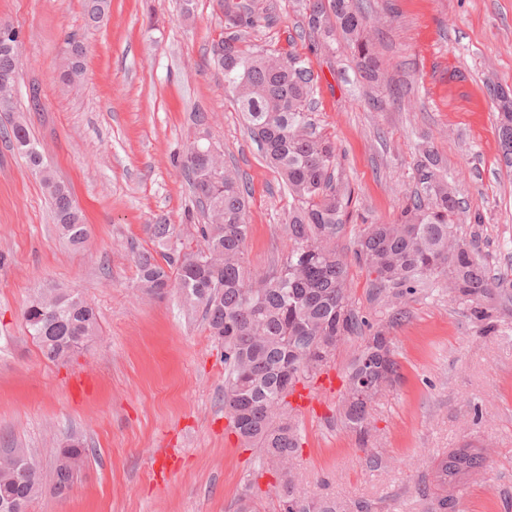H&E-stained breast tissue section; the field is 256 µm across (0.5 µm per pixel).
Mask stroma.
<instances>
[{
  "label": "stroma",
  "instance_id": "1",
  "mask_svg": "<svg viewBox=\"0 0 512 512\" xmlns=\"http://www.w3.org/2000/svg\"><path fill=\"white\" fill-rule=\"evenodd\" d=\"M370 3L381 83L362 78L342 36L310 35L302 0H258L273 19L245 36L248 47L291 52L317 78L311 118L335 143L336 176L351 192L336 250L351 262L355 309L374 323L406 313L390 330L404 379L372 402L368 445L341 422L339 394L311 384L317 403L299 412L295 482L371 512H429L433 459L472 441L491 457L456 492L453 512H512V302L490 300L498 330L486 336L444 290L384 298L352 260L364 222L396 221L430 148L464 202L454 224L476 236L491 275L512 279V167L489 93L512 89V0ZM182 6L112 0L108 19L91 28L83 0H0V21L19 31L23 53L15 110L0 112V129L25 120L89 227L84 250L66 245L39 174L0 137V449H27L40 463L30 512H235L247 488L261 512L278 509L277 478L230 431L223 347L176 293L136 286L133 253L151 248L149 224L165 218L185 244L200 243L185 221L192 196L180 159L202 134L248 187L249 269L265 273L289 246L283 182L208 60L224 14L217 0H193L188 15ZM73 38L86 56L71 90L57 74ZM197 112L206 126L195 124ZM477 210L483 223L470 219ZM41 286L78 292L99 314V335L68 362L45 360L23 324ZM72 437L91 453L61 497L50 450Z\"/></svg>",
  "mask_w": 512,
  "mask_h": 512
}]
</instances>
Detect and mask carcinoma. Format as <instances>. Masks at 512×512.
<instances>
[{
	"label": "carcinoma",
	"instance_id": "cac0c4a2",
	"mask_svg": "<svg viewBox=\"0 0 512 512\" xmlns=\"http://www.w3.org/2000/svg\"><path fill=\"white\" fill-rule=\"evenodd\" d=\"M109 7L110 0H84L87 24L98 26ZM267 15L245 6L225 19V35L212 42L208 55L224 74V85L253 140L288 190L287 253L266 273L248 269V191L238 172L224 165L219 176H213L212 144L195 141L181 169L203 220L196 225L201 244L188 247L175 225L160 221L150 225L154 248L136 251L134 262L138 287L159 296L167 287L179 295L183 306L202 312L210 334L224 344V408L232 431L244 447L260 449L265 462L275 459L286 464L288 457H299L300 450L299 426L288 396L298 383L322 373L351 336L361 337L362 345L345 372L339 415L361 444L368 442L370 404L353 400V390L360 382L393 386L401 381L389 329L405 318V312L397 311L375 326L353 307L349 265L336 251L351 192L335 178L336 147L308 131L314 73L293 56L242 47L245 33ZM316 16L325 20L326 28L310 24L311 33L326 37L340 33L353 49L363 76L380 80V63L360 0H307L306 17L311 21ZM84 58L83 44L72 42L60 66L62 84L75 87L81 82ZM15 82L10 46L0 40V110L4 112L12 109ZM494 95L498 136L504 158L512 165V96L497 90ZM6 135L39 172L61 236L72 249L84 248L88 227L71 189L55 180L24 123L13 122ZM417 173L420 188L409 197L399 221L365 225L356 241V259L375 275L378 294L402 297L420 286L442 284L451 300L468 306L474 319L482 322L487 316L485 300L509 289L505 280L490 275L474 240L450 223L460 199L433 150L424 151ZM203 249L221 258V269L207 264ZM22 317L42 356L52 363L68 357L80 337L99 334L95 308L63 289L53 312L35 307L32 298ZM488 457L487 449L470 445L443 453L430 473V512H448L456 491L483 471ZM73 477V470L56 468L59 495L68 493ZM279 485V512H347L334 499L302 495L286 479H279ZM39 489L33 479L16 483L0 472V499L28 505Z\"/></svg>",
	"mask_w": 512,
	"mask_h": 512
}]
</instances>
